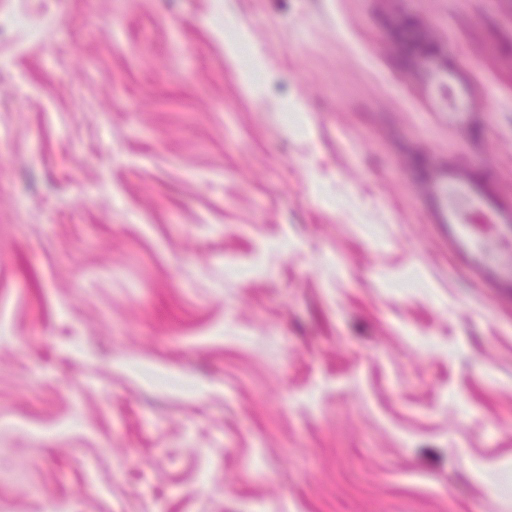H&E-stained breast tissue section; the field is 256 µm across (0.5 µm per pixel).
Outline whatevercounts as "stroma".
<instances>
[{
  "label": "stroma",
  "mask_w": 512,
  "mask_h": 512,
  "mask_svg": "<svg viewBox=\"0 0 512 512\" xmlns=\"http://www.w3.org/2000/svg\"><path fill=\"white\" fill-rule=\"evenodd\" d=\"M426 163L512 219V0H0V512H512ZM419 54L422 58L430 62L438 74H446V81H438V90L441 93V101L448 108V67L450 63L448 58L442 54L441 48L433 42H424L419 45Z\"/></svg>",
  "instance_id": "35a3bbf8"
}]
</instances>
